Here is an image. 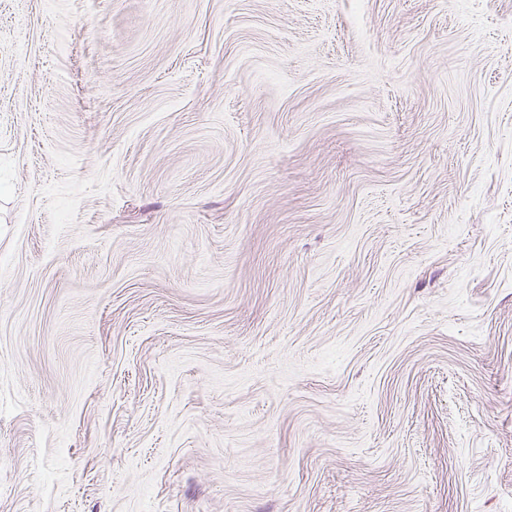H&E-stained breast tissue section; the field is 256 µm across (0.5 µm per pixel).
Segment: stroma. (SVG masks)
<instances>
[{
	"label": "stroma",
	"mask_w": 512,
	"mask_h": 512,
	"mask_svg": "<svg viewBox=\"0 0 512 512\" xmlns=\"http://www.w3.org/2000/svg\"><path fill=\"white\" fill-rule=\"evenodd\" d=\"M0 512H512V0H0Z\"/></svg>",
	"instance_id": "35a3bbf8"
}]
</instances>
